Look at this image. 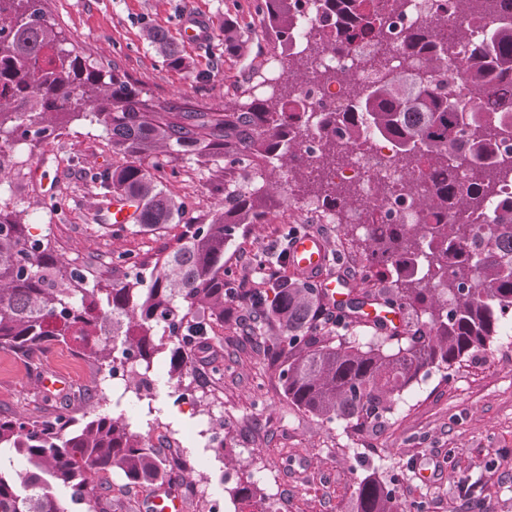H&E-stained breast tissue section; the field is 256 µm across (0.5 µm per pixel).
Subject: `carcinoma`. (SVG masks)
<instances>
[{
  "label": "carcinoma",
  "mask_w": 512,
  "mask_h": 512,
  "mask_svg": "<svg viewBox=\"0 0 512 512\" xmlns=\"http://www.w3.org/2000/svg\"><path fill=\"white\" fill-rule=\"evenodd\" d=\"M321 2L336 30L332 51L348 55L372 42L377 50L362 63L382 68L386 50L377 14L361 0ZM255 12L288 46L297 31L298 0H256ZM243 34L237 20L224 19V52L239 51ZM149 38L173 69L190 67L163 29H151ZM462 41L468 51L463 94L448 82L454 46L425 23L402 38L408 65L358 85L339 110L316 117L288 112V93L214 110L154 102L117 64L63 48L65 37L41 0H0V173L13 167L8 148L54 139L72 120L100 126L128 161L95 174L94 181L105 197L136 198V224L151 231L182 219L181 205L154 174L176 155L224 157L260 172L285 168L301 180L306 166L299 138L311 119L327 142L314 192L337 195L324 173L368 131L391 146L395 165L415 170L424 164L428 194L420 198L412 188L409 197L430 212V222L417 229L370 224L365 233L366 258L388 287L351 289L332 306L319 288L277 279L273 299L263 294L254 308L287 340L269 353L283 359V388L294 405L355 428L379 424L420 376L489 348L512 311V197L497 196L493 188L512 178V159L499 150L501 141L512 140V0H500L486 29L467 31ZM488 96L497 97L493 112L476 104ZM466 164L484 170L487 184L462 183L457 170ZM276 202L268 189L230 194L210 223L186 225L149 276L125 271L128 256L120 254L107 278L91 264L65 261L50 236L30 235L20 212L0 204V349L29 356L73 339L109 370L110 340L121 336L136 354L142 379L135 393L141 395L161 349L153 328L169 336L171 364L181 367L187 348L208 334L204 311L224 315V251L241 225L262 223ZM489 205L498 214L481 235L474 224L448 223L450 207L463 218ZM180 302L186 304L181 315ZM367 305L376 311L372 319ZM393 308L408 316L405 328L385 317ZM11 454L31 469L14 477L0 471V512H68L54 493L58 486L72 504L87 505L86 512H110L93 475L116 470L135 483L158 468L124 419L98 414L80 422L63 407L43 421L0 414V456ZM356 510L401 512V505L394 490L366 479Z\"/></svg>",
  "instance_id": "1"
}]
</instances>
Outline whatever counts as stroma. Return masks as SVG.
Segmentation results:
<instances>
[{"mask_svg": "<svg viewBox=\"0 0 512 512\" xmlns=\"http://www.w3.org/2000/svg\"><path fill=\"white\" fill-rule=\"evenodd\" d=\"M69 43L85 54L116 62L148 96L220 109L252 93L266 55L278 46L254 10V0H43ZM188 10L208 16L212 34L203 44L181 46L192 67L172 70L145 37L148 27L177 39V22ZM246 26L235 56L224 54L225 16ZM15 165L0 179V198L18 200L31 234L50 235L59 254L77 263H108L121 253L154 266L174 249L181 225L154 231L106 223L103 199L89 176L123 166L106 131L74 122L57 138L13 149ZM248 183L253 169L194 156L176 158L162 178L181 204L184 222L209 223L224 202V179ZM279 206L265 223L242 226L224 254L234 281L268 290L290 275L280 253L288 246L294 213L288 184L278 181ZM324 240L334 278L349 287L379 288L362 252L338 224H313ZM246 309L225 304L211 317L206 340L192 350L183 375L168 353L156 355L150 397L99 395L102 377L76 345L52 344L23 357L0 349V412L47 417L66 407L76 419L99 412L125 418L133 431L161 427L177 438L184 470L166 484L184 500L186 512H251L258 497H277L284 512H354L359 483L367 478L394 488L403 512H512V330L501 328L490 348L450 369L432 371L399 397L391 416L374 427L355 429L322 420L292 405L283 391L280 366L245 336ZM66 378V391L49 395L40 378ZM195 395L180 399L178 383ZM224 424V445L210 447V422ZM251 483L252 499L233 497L236 482ZM112 496V512H144L147 498L164 482L127 486L120 472L95 477Z\"/></svg>", "mask_w": 512, "mask_h": 512, "instance_id": "1", "label": "stroma"}]
</instances>
